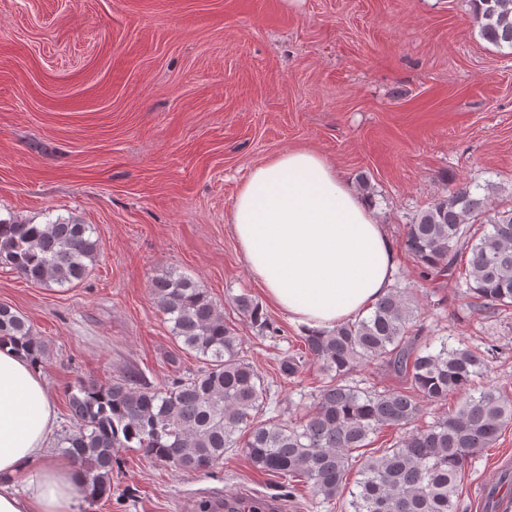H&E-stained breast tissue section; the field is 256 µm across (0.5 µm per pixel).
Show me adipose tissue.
<instances>
[{
    "instance_id": "obj_1",
    "label": "adipose tissue",
    "mask_w": 512,
    "mask_h": 512,
    "mask_svg": "<svg viewBox=\"0 0 512 512\" xmlns=\"http://www.w3.org/2000/svg\"><path fill=\"white\" fill-rule=\"evenodd\" d=\"M230 222L251 275L293 323L331 328L389 291L395 245L370 201L311 149L255 166ZM57 427L55 398L39 370L0 350V512H75L85 477L50 452Z\"/></svg>"
}]
</instances>
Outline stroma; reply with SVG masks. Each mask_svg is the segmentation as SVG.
Returning <instances> with one entry per match:
<instances>
[{"instance_id":"35a3bbf8","label":"stroma","mask_w":512,"mask_h":512,"mask_svg":"<svg viewBox=\"0 0 512 512\" xmlns=\"http://www.w3.org/2000/svg\"><path fill=\"white\" fill-rule=\"evenodd\" d=\"M298 147L348 181L368 176L425 335L495 345L487 379L512 396V307L470 311L404 248L406 224L456 183L512 209V48L481 37L471 0H0V219H70L101 244L88 276L63 288L0 265V303L45 342L39 370L59 408L80 379L133 370L164 385L201 367L151 294L153 278L177 272L235 329L275 411L305 414L319 372L279 370L303 330L266 304L229 222L251 169ZM242 293L277 335L236 310ZM119 458L111 498L76 512H198L228 494L351 512L359 479L351 469L347 494L325 502L238 449L205 474L133 449ZM507 470L512 426L469 460L460 512H485Z\"/></svg>"}]
</instances>
